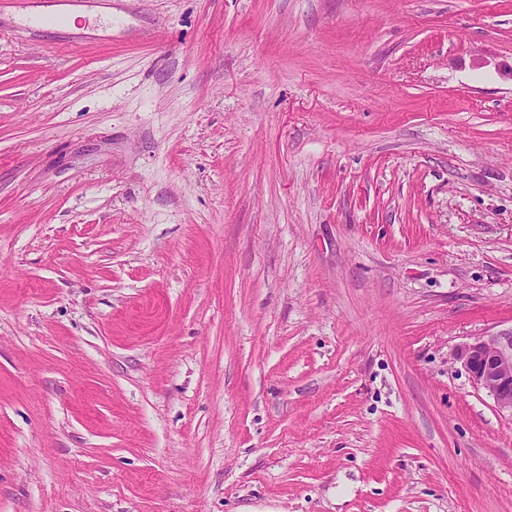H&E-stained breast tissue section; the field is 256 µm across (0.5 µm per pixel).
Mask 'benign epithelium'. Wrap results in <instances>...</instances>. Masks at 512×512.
Returning a JSON list of instances; mask_svg holds the SVG:
<instances>
[{
    "label": "benign epithelium",
    "instance_id": "1",
    "mask_svg": "<svg viewBox=\"0 0 512 512\" xmlns=\"http://www.w3.org/2000/svg\"><path fill=\"white\" fill-rule=\"evenodd\" d=\"M457 357L474 384L490 393L499 411L512 416V333L466 343Z\"/></svg>",
    "mask_w": 512,
    "mask_h": 512
}]
</instances>
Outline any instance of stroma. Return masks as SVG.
Segmentation results:
<instances>
[{"instance_id": "obj_1", "label": "stroma", "mask_w": 512, "mask_h": 512, "mask_svg": "<svg viewBox=\"0 0 512 512\" xmlns=\"http://www.w3.org/2000/svg\"><path fill=\"white\" fill-rule=\"evenodd\" d=\"M510 64L512 0L0 4V512H512ZM457 357L474 384L490 393L499 411L512 416V332L466 343Z\"/></svg>"}]
</instances>
